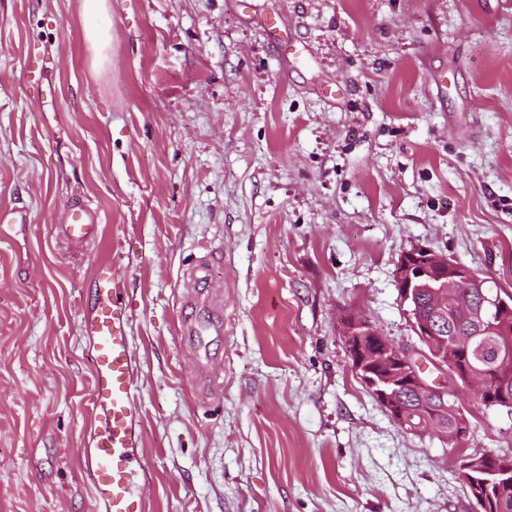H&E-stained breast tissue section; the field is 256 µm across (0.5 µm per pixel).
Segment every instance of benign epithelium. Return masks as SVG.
<instances>
[{
    "instance_id": "benign-epithelium-1",
    "label": "benign epithelium",
    "mask_w": 512,
    "mask_h": 512,
    "mask_svg": "<svg viewBox=\"0 0 512 512\" xmlns=\"http://www.w3.org/2000/svg\"><path fill=\"white\" fill-rule=\"evenodd\" d=\"M394 279L400 288V298L410 307V327L417 344L397 347L379 334L366 319H351L344 330V341L351 356V366L364 386L371 391L379 405L399 426L409 432L420 433L422 426L415 424L403 405L405 398H415L425 410L424 419L436 431L448 433L456 439L468 428L462 406L453 408L457 423L448 426L438 416L448 409V396L469 376L459 373L454 362L444 354V340L438 334L437 316L454 309L448 303V291L454 288H476L481 294L480 306H469L467 316L478 324V334L486 333L489 316L501 314L512 307V301L485 286L465 265L435 251L432 247L417 244L404 251L395 266ZM432 296V312L422 314L417 305L419 295ZM426 357L438 372V378L429 380L421 375L418 360ZM485 371L495 375L493 386L507 391L512 378V353L491 346L485 349Z\"/></svg>"
}]
</instances>
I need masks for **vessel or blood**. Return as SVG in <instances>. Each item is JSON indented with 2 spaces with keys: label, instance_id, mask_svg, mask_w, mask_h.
<instances>
[{
  "label": "vessel or blood",
  "instance_id": "1",
  "mask_svg": "<svg viewBox=\"0 0 512 512\" xmlns=\"http://www.w3.org/2000/svg\"><path fill=\"white\" fill-rule=\"evenodd\" d=\"M58 229L83 245L99 234V217L83 204L68 206ZM130 310L110 261L94 270L90 304L79 327L92 359V425L79 466L89 479L96 512H151L143 494L150 480L143 456L141 409L135 399L139 365L129 336Z\"/></svg>",
  "mask_w": 512,
  "mask_h": 512
}]
</instances>
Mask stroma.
<instances>
[{"label": "stroma", "instance_id": "1", "mask_svg": "<svg viewBox=\"0 0 512 512\" xmlns=\"http://www.w3.org/2000/svg\"><path fill=\"white\" fill-rule=\"evenodd\" d=\"M78 2L0 0V208L29 213L0 239V512H94L104 259L153 512H472L457 459L512 453V410L465 398L454 447L406 432L341 328L413 343L393 272L419 243L512 291V0H107L100 54ZM77 201L84 245L55 229ZM59 232L71 244L83 245L95 239L99 234L97 212L83 204H73L65 211Z\"/></svg>", "mask_w": 512, "mask_h": 512}]
</instances>
